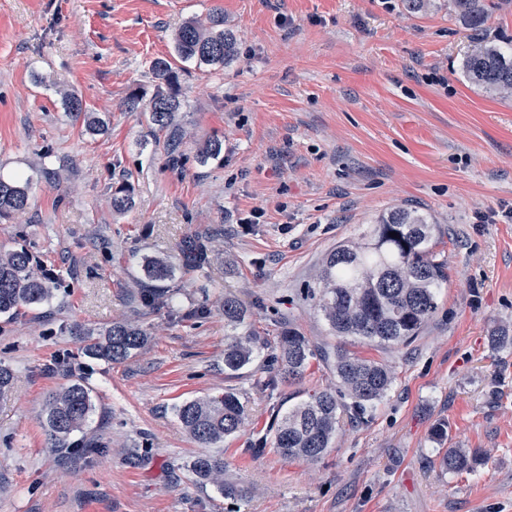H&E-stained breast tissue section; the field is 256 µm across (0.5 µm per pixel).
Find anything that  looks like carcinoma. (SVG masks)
I'll use <instances>...</instances> for the list:
<instances>
[{"instance_id":"cac0c4a2","label":"carcinoma","mask_w":512,"mask_h":512,"mask_svg":"<svg viewBox=\"0 0 512 512\" xmlns=\"http://www.w3.org/2000/svg\"><path fill=\"white\" fill-rule=\"evenodd\" d=\"M454 13L476 30L486 29L490 19L484 0H451ZM175 56L196 67H222L237 53L236 34L224 27V14L215 12L205 22L187 21L173 38ZM157 83L150 98L140 92L129 94L123 106L140 112L148 122L168 133L167 146L176 151L186 136L181 123L178 73L172 63L157 58L149 63ZM463 72L474 85L503 96H512V48L486 39L478 40L463 60ZM64 110L83 120L86 130L99 135L107 131L105 119L85 110L82 98L72 90L60 91ZM199 163L224 161V145L218 138L204 143L196 154ZM34 179L16 173L0 175V219L9 220L31 206ZM112 211L122 215L134 206L133 189L123 183L112 190ZM397 237H390V233ZM438 225L420 210L392 209L380 215L362 242H342L323 259L318 280V306L330 330L339 338L352 337L380 348L408 346L420 335L438 308L437 290L446 280L445 264L431 254ZM184 266L202 268L208 263L207 244L200 239L183 241ZM176 268L166 259L145 260V277L158 283L141 296L145 306L169 300L161 283L175 278ZM56 278L33 262L27 248L0 249V314L13 316L22 307L40 305L54 297ZM248 310L235 296H224V373L234 375L251 364L257 349V335L249 328ZM101 338L89 343L86 352L109 362H123L135 356L146 343L139 327L115 322L100 331ZM329 363L336 372V389L322 391L285 413L270 409L267 428L257 432L255 450L267 441L286 459L315 461L334 443L341 417L347 413L362 419L367 410L391 389L393 376L381 362L366 359L340 347L331 350L313 345L300 332L284 327L271 346L269 362L274 375L265 382L270 389L282 381L296 380L313 359ZM46 425L58 448H70V437L83 429L93 411L90 392L75 382L52 393L46 400ZM176 414L190 436L204 445L224 442L243 424L245 410L239 397L228 390L220 396L191 400L176 407ZM482 458L478 451L441 448L437 465L443 474L474 471ZM199 484H213L222 494L235 497L237 487L224 483V456L200 455L188 465Z\"/></svg>"}]
</instances>
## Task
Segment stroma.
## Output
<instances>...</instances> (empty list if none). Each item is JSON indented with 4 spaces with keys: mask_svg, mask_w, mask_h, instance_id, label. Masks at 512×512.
<instances>
[{
    "mask_svg": "<svg viewBox=\"0 0 512 512\" xmlns=\"http://www.w3.org/2000/svg\"><path fill=\"white\" fill-rule=\"evenodd\" d=\"M399 0H0V172L32 173L52 148L67 187L39 178L21 217L0 222V247L27 248L61 286L48 304L0 315V512H512V97L469 82L460 62L475 37L447 8L417 16ZM224 13L238 54L219 71L173 57L175 28ZM179 73L189 132L181 159L164 133L122 109L155 89L151 60ZM108 122L89 135L66 116L55 83ZM224 143V162L195 161ZM135 205L114 214L122 182ZM389 208L429 213L446 263L438 310L410 346L383 350L333 336L313 297L325 255L359 241ZM258 223H251L252 214ZM202 236L210 264L179 268ZM178 269L172 308L138 300L142 264ZM252 313L261 341L291 327L314 345H345L385 364L394 382L366 419H343L316 461L249 452L270 404L281 410L336 386L321 360L268 392L266 350L224 372L225 293ZM206 308L186 322L172 309ZM125 321L148 335L122 363L85 354L87 332ZM87 386L94 410L74 450L55 448L48 395ZM233 391L245 407L223 444L195 441L175 412ZM445 447L477 448L474 472L432 465ZM137 458H130L129 449ZM223 453L224 497L188 463Z\"/></svg>",
    "mask_w": 512,
    "mask_h": 512,
    "instance_id": "obj_1",
    "label": "stroma"
}]
</instances>
